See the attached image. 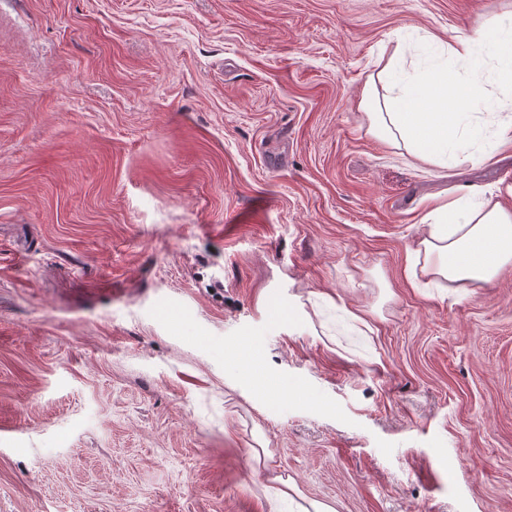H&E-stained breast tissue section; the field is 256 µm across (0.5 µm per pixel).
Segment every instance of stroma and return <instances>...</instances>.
I'll return each mask as SVG.
<instances>
[{
    "instance_id": "obj_1",
    "label": "stroma",
    "mask_w": 512,
    "mask_h": 512,
    "mask_svg": "<svg viewBox=\"0 0 512 512\" xmlns=\"http://www.w3.org/2000/svg\"><path fill=\"white\" fill-rule=\"evenodd\" d=\"M511 15L0 0V512H290L275 474L337 512H512V263L405 271L512 148L438 169L359 108L395 45Z\"/></svg>"
}]
</instances>
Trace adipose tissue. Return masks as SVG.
Returning <instances> with one entry per match:
<instances>
[{
    "label": "adipose tissue",
    "mask_w": 512,
    "mask_h": 512,
    "mask_svg": "<svg viewBox=\"0 0 512 512\" xmlns=\"http://www.w3.org/2000/svg\"><path fill=\"white\" fill-rule=\"evenodd\" d=\"M491 58L478 52L480 36L456 37L448 52L468 64L463 78L448 72L447 62L430 57L413 70L403 68L401 47H394L382 72L391 93L379 97L374 84H366L360 108L369 130L380 139L404 145L410 155L429 164H448V149L463 139L467 119L476 112L507 111L497 126L498 144H512V21L500 22L494 30ZM497 84L501 97H493L490 84ZM467 211L469 221L452 223V215ZM428 226L409 257L433 278L481 287L512 261V209L493 198L472 202L459 197L432 205L424 215Z\"/></svg>",
    "instance_id": "obj_1"
}]
</instances>
